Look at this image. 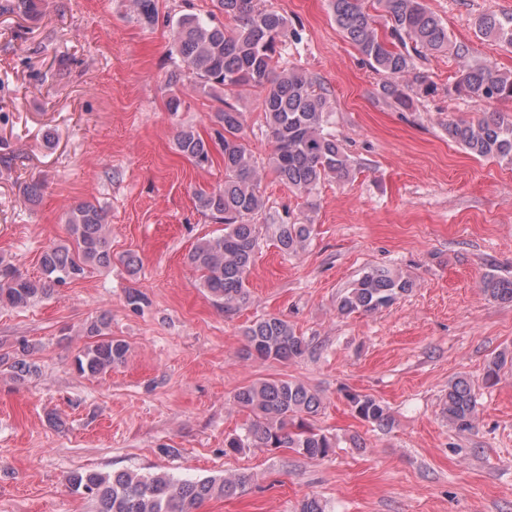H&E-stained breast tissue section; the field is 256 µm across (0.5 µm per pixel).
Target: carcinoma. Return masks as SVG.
I'll use <instances>...</instances> for the list:
<instances>
[{"label": "carcinoma", "instance_id": "cac0c4a2", "mask_svg": "<svg viewBox=\"0 0 512 512\" xmlns=\"http://www.w3.org/2000/svg\"><path fill=\"white\" fill-rule=\"evenodd\" d=\"M262 0H219L227 29L209 17L184 14L171 24L173 49L186 66L193 85L213 96L220 107L214 113L224 162V185L195 194L196 205L219 219L224 232L206 237L189 252V265L199 274L201 287L214 302L231 311L249 300L251 273L263 215L261 170L247 143L243 112L237 95L249 89L260 99L272 149L268 165L275 178L299 193L311 194L331 178L347 182L354 176L349 155L332 127L327 88L288 63V40L301 39L287 18L261 5ZM138 21L154 25L156 0H133ZM34 0H3L2 13H31ZM336 26L355 46L363 61L382 76L378 94L388 105L410 110L415 100L436 91L429 77L416 71V60L448 53L459 63L455 89L486 102L512 101V70L475 57L472 45L457 41L448 27L427 6L426 0H331ZM481 38L512 47V16L485 14L475 22ZM448 139L477 158L512 163V116L492 114L448 123ZM179 154L198 167L211 163V148L194 128L178 131ZM69 240L54 243L40 257L41 275H23L0 260V306L21 308L49 298L55 288L86 277L92 270L112 263L103 211L92 203H80L66 212ZM280 249L294 254L306 247L312 225L292 222L267 224ZM412 288L408 279L371 268L341 295L338 311L344 315L376 312L390 306ZM483 291L495 302H512V278L485 275ZM108 324L100 318L85 327L91 339L75 358L78 372L100 375L125 362V341L107 336ZM247 354L258 359L291 362L309 350L307 339L278 316L254 322L246 330ZM35 345L21 341L13 353L0 354V367L15 374H33L29 361ZM507 352L487 362L484 378L498 379ZM353 415L380 428L391 424L385 406L367 394H349ZM236 403L249 411L252 421L245 437H231L224 447L233 453L243 448H290L310 459L327 457L336 441L311 426L306 417L318 414L320 396L303 383L266 378L241 387ZM477 398L472 383L457 378L448 383L443 413L452 427L465 431L473 426ZM69 485L95 502V512H197L212 498H227L245 491L247 477L190 479L170 473L140 474L135 471L104 473L76 471Z\"/></svg>", "mask_w": 512, "mask_h": 512}]
</instances>
